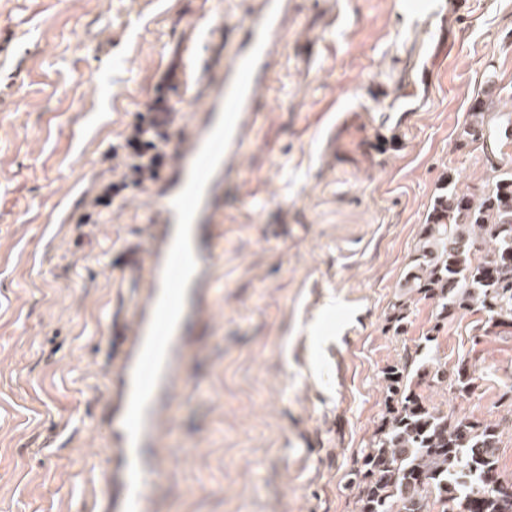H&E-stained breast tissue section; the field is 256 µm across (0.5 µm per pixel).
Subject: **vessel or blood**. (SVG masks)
I'll use <instances>...</instances> for the list:
<instances>
[{"label": "vessel or blood", "instance_id": "obj_1", "mask_svg": "<svg viewBox=\"0 0 512 512\" xmlns=\"http://www.w3.org/2000/svg\"><path fill=\"white\" fill-rule=\"evenodd\" d=\"M289 14L290 0H250L234 38L214 30L220 52L207 69L187 75L207 96L180 124L165 173L142 203L149 232L133 247L126 274L140 283L143 298L124 312L132 326L109 365L120 400L104 411L116 463L101 474L102 491L87 512H157L163 472L139 448L156 438L157 401L175 386L179 344L213 286L224 185L235 177L244 136L265 109L263 91L281 64Z\"/></svg>", "mask_w": 512, "mask_h": 512}]
</instances>
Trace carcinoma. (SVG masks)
<instances>
[{
    "label": "carcinoma",
    "instance_id": "cac0c4a2",
    "mask_svg": "<svg viewBox=\"0 0 512 512\" xmlns=\"http://www.w3.org/2000/svg\"><path fill=\"white\" fill-rule=\"evenodd\" d=\"M502 96L472 104L459 141L466 146L512 116ZM493 173L476 200L470 186L444 177L398 285L390 329L405 332L410 304H435L425 344L459 313H473L474 339L512 335V162L486 156ZM384 411L354 470L358 512H512V473L499 464L500 420L450 415L431 404L422 386L464 398L479 380L476 364L461 359L453 372L419 351H405L381 370Z\"/></svg>",
    "mask_w": 512,
    "mask_h": 512
}]
</instances>
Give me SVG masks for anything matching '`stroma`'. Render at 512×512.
I'll use <instances>...</instances> for the list:
<instances>
[{
	"mask_svg": "<svg viewBox=\"0 0 512 512\" xmlns=\"http://www.w3.org/2000/svg\"><path fill=\"white\" fill-rule=\"evenodd\" d=\"M293 0L267 111L224 194V260L187 338L186 384L151 453L159 512H357L352 470L384 410L381 369L435 306L391 304L445 175L481 185L458 134L487 80L512 111V0ZM245 0H0V512H85L109 465L97 433L125 256L147 231L112 146L169 69ZM430 65V83L418 79ZM472 315L430 353L481 368L424 396L500 419L512 338Z\"/></svg>",
	"mask_w": 512,
	"mask_h": 512,
	"instance_id": "obj_1",
	"label": "stroma"
}]
</instances>
